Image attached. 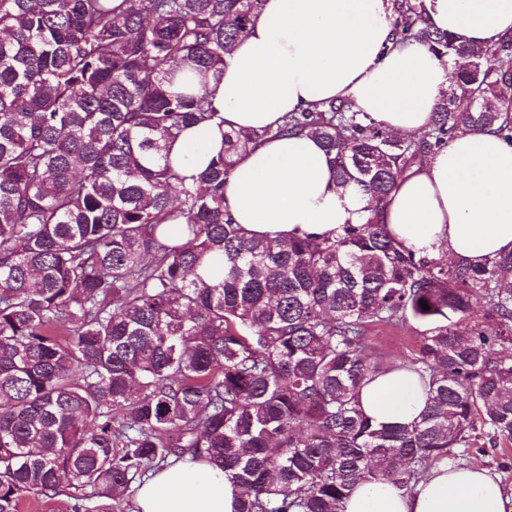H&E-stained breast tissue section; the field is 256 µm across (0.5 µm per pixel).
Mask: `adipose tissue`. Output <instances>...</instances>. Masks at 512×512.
<instances>
[{
	"instance_id": "obj_1",
	"label": "adipose tissue",
	"mask_w": 512,
	"mask_h": 512,
	"mask_svg": "<svg viewBox=\"0 0 512 512\" xmlns=\"http://www.w3.org/2000/svg\"><path fill=\"white\" fill-rule=\"evenodd\" d=\"M431 22L457 43L486 47L512 35V0H425ZM390 0H264L248 34L209 80L204 103L219 118L186 128L172 166L197 175L223 130L277 128L290 112L346 100L386 130L428 124L452 79L426 47L392 37ZM236 223L281 243L361 223L366 201L337 186L331 158L312 138L284 135L242 154L224 188ZM379 223L416 252L480 264L512 251V144L462 131L414 167L381 205ZM360 402L374 425L408 424L425 408L418 376L394 370L367 383ZM239 489L206 459L185 458L139 484V512H237ZM344 512H512V494L479 463L442 464L413 492L361 484Z\"/></svg>"
}]
</instances>
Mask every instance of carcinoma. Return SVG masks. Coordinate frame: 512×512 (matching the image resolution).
I'll use <instances>...</instances> for the list:
<instances>
[{"label": "carcinoma", "mask_w": 512, "mask_h": 512, "mask_svg": "<svg viewBox=\"0 0 512 512\" xmlns=\"http://www.w3.org/2000/svg\"><path fill=\"white\" fill-rule=\"evenodd\" d=\"M262 2L0 0V512L62 486L72 512H128L187 455L232 477L238 512H344L364 482L412 492L479 428L512 443V252L442 263L374 217L277 243L224 207L236 157L276 135L318 140L376 206L463 129L512 143V36L461 45L392 0L394 42L453 67L421 136L321 101L225 132L187 185L168 144L218 116L206 80ZM410 319L418 355L373 351L369 324ZM398 365L425 410L377 427L360 389Z\"/></svg>", "instance_id": "obj_1"}]
</instances>
